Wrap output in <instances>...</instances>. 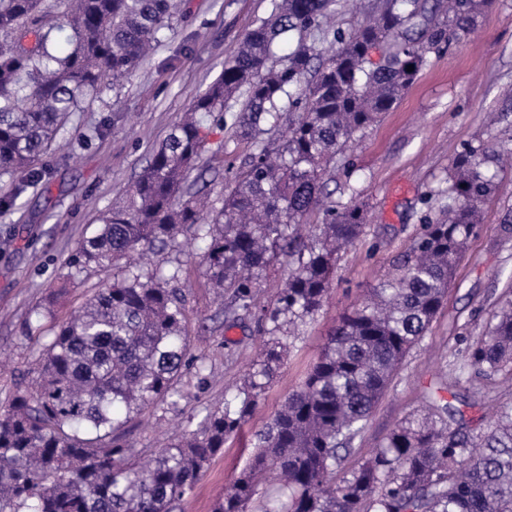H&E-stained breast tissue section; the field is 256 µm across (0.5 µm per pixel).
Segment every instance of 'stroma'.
Returning <instances> with one entry per match:
<instances>
[{
  "label": "stroma",
  "mask_w": 512,
  "mask_h": 512,
  "mask_svg": "<svg viewBox=\"0 0 512 512\" xmlns=\"http://www.w3.org/2000/svg\"><path fill=\"white\" fill-rule=\"evenodd\" d=\"M163 40L123 84L85 100L59 130L37 168L45 178L13 208L0 213V405L26 386L34 356L27 334L49 333L68 318L112 272L78 268L71 261L100 214L117 202L149 164L152 153L190 104L221 72L254 22L271 11L270 0H176ZM512 0H494L477 13L473 31L448 48L429 53L426 65L397 107L367 128L324 170L332 201L363 204L366 233L343 253L319 313L307 320L288 359L268 386L243 436L229 439L176 512H212L251 454L246 435L269 421L285 396L302 382L338 315L359 302L379 273L409 247L423 222V198L445 189L462 144L495 143L512 152ZM282 130L256 139L211 126L193 189L218 198L224 182L262 146H279ZM496 188L481 210V223L458 266L454 283L429 332L406 358L353 444L348 465L377 447L400 421L421 408L427 394L488 420L512 405V379L501 376L490 392L460 381L450 385L447 361L466 363L465 339L481 335L499 303L512 297V166L496 167ZM202 243L187 229L159 253L165 273L187 291L186 326L193 363L181 376L177 408L145 407L117 441L147 458L196 428L207 410L223 407L256 358L263 337L253 316L226 326L224 307L199 254ZM67 292L57 296L61 276ZM55 299L53 315L40 312Z\"/></svg>",
  "instance_id": "35a3bbf8"
}]
</instances>
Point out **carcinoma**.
<instances>
[{
	"label": "carcinoma",
	"mask_w": 512,
	"mask_h": 512,
	"mask_svg": "<svg viewBox=\"0 0 512 512\" xmlns=\"http://www.w3.org/2000/svg\"><path fill=\"white\" fill-rule=\"evenodd\" d=\"M493 2L436 0L429 9L425 0H385L342 33L331 28L337 0H272L269 16L256 20L171 127L125 201L81 243L73 263L112 267V282L48 341L31 337L34 378L0 408V512H173L253 416L289 339L329 293L339 254L365 233L364 207L327 200L322 171L399 104L429 52L467 35ZM172 17V0H68L56 20L46 18L42 0H0V170L27 174L0 197V210L42 182L32 164L59 128L84 98L131 76ZM317 33L331 38L327 48L308 42ZM286 40L294 46L275 58ZM207 117L244 138L265 133L270 121L288 131L283 146L249 157L218 202L185 190L205 152ZM496 153L469 144L456 153L440 218L425 221L392 270L340 315L300 386L252 434L254 451L213 512H249L267 495L271 472L281 498L271 512H512L511 406L475 427L460 411L431 405L343 470L442 305L494 189L486 163ZM316 211L314 233H298ZM191 227L206 241L202 262L214 288L254 312L267 339L223 408L140 464L133 449L112 445V434L158 400L177 404L191 356L185 291L137 262ZM283 256L284 287L272 304H256L259 272ZM466 351L484 384L512 374L511 300Z\"/></svg>",
	"instance_id": "cac0c4a2"
}]
</instances>
